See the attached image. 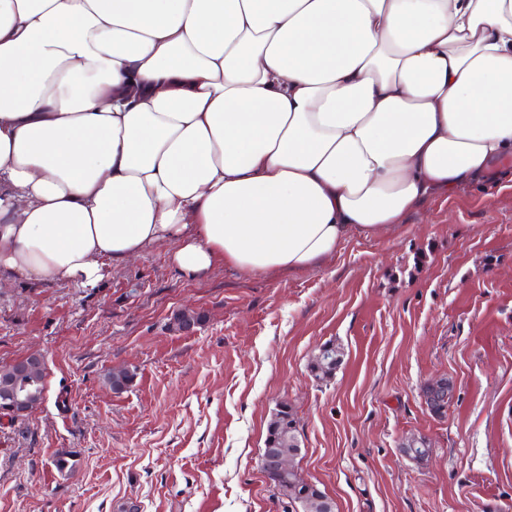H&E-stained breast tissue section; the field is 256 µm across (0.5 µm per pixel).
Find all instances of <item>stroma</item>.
<instances>
[{
  "instance_id": "stroma-1",
  "label": "stroma",
  "mask_w": 512,
  "mask_h": 512,
  "mask_svg": "<svg viewBox=\"0 0 512 512\" xmlns=\"http://www.w3.org/2000/svg\"><path fill=\"white\" fill-rule=\"evenodd\" d=\"M403 222L292 275L192 278L158 247L92 290L1 284L0 366L38 352L47 378L39 406L0 415V512H283L259 468L282 402L336 512H512V170ZM182 310L194 334L172 329ZM329 341L343 357L320 383ZM117 366L135 374L121 393ZM437 376L443 415L422 400ZM413 435L428 459L403 453Z\"/></svg>"
}]
</instances>
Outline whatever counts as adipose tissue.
<instances>
[{
	"instance_id": "adipose-tissue-1",
	"label": "adipose tissue",
	"mask_w": 512,
	"mask_h": 512,
	"mask_svg": "<svg viewBox=\"0 0 512 512\" xmlns=\"http://www.w3.org/2000/svg\"><path fill=\"white\" fill-rule=\"evenodd\" d=\"M512 166V0H0V282L320 265Z\"/></svg>"
}]
</instances>
